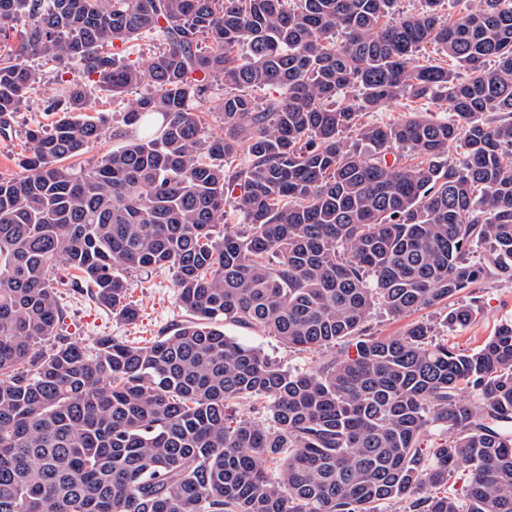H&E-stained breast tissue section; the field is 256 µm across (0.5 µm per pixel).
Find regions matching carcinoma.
<instances>
[{
    "mask_svg": "<svg viewBox=\"0 0 512 512\" xmlns=\"http://www.w3.org/2000/svg\"><path fill=\"white\" fill-rule=\"evenodd\" d=\"M444 2L0 0L1 134L41 82L31 60L114 97L149 86L124 144L85 166L108 118L66 81L0 180V512H512V323L469 352L422 321L369 333L378 306L410 316L512 278V0ZM147 31L165 46L139 70L117 47ZM426 43L455 68L419 63ZM214 82L224 133L206 139ZM267 86L282 93L260 103ZM402 99L451 118L359 121ZM230 202L243 234L219 231ZM62 267L124 321L119 270L168 268L191 319L86 346L61 333ZM226 323L349 344L291 371ZM259 396L269 425H227ZM460 467L463 497L435 492Z\"/></svg>",
    "mask_w": 512,
    "mask_h": 512,
    "instance_id": "carcinoma-1",
    "label": "carcinoma"
}]
</instances>
